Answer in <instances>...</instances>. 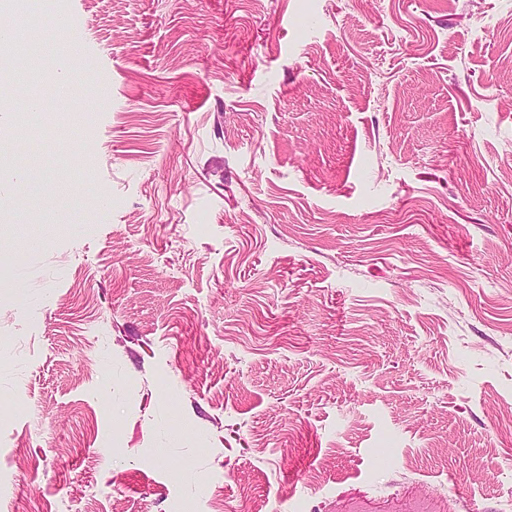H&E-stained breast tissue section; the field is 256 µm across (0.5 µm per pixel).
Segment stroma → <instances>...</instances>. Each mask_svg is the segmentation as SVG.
<instances>
[{
  "label": "stroma",
  "instance_id": "1",
  "mask_svg": "<svg viewBox=\"0 0 512 512\" xmlns=\"http://www.w3.org/2000/svg\"><path fill=\"white\" fill-rule=\"evenodd\" d=\"M51 2L0 512H512V0ZM19 187H24L28 197L38 196L45 193L47 186L51 183L52 175L49 173L26 174L19 172L15 175Z\"/></svg>",
  "mask_w": 512,
  "mask_h": 512
}]
</instances>
